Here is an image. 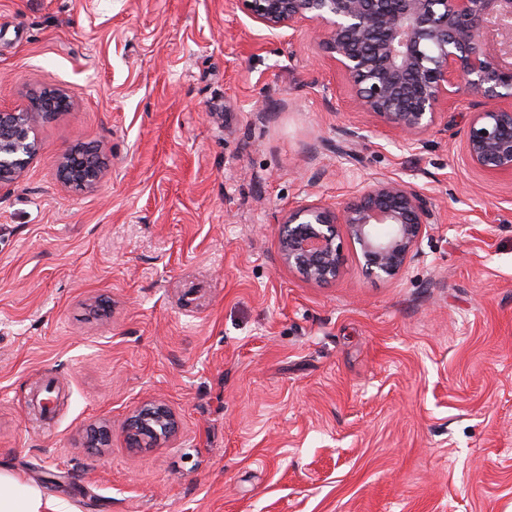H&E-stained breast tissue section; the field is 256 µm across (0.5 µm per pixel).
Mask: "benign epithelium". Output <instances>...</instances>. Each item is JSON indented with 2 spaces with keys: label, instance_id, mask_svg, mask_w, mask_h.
I'll list each match as a JSON object with an SVG mask.
<instances>
[{
  "label": "benign epithelium",
  "instance_id": "7a95c632",
  "mask_svg": "<svg viewBox=\"0 0 512 512\" xmlns=\"http://www.w3.org/2000/svg\"><path fill=\"white\" fill-rule=\"evenodd\" d=\"M267 29L297 28L310 21L327 27L325 50L351 83L352 105L371 113L416 150L439 110L462 92L478 111L470 123L466 152L487 173H512V0H239ZM53 98L67 111L65 90L38 95L30 109L0 110V185L21 179L37 153L34 127L41 104ZM60 178L84 188L97 183L96 156L67 152ZM434 214L413 185L378 177L332 208L308 202L288 211L280 230L284 262L305 278L336 279L343 254L339 230L364 261L365 272L382 279L400 274L415 256ZM136 447H160L176 435L178 421L164 403L153 401L125 420Z\"/></svg>",
  "mask_w": 512,
  "mask_h": 512
}]
</instances>
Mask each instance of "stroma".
I'll list each match as a JSON object with an SVG mask.
<instances>
[{"mask_svg":"<svg viewBox=\"0 0 512 512\" xmlns=\"http://www.w3.org/2000/svg\"><path fill=\"white\" fill-rule=\"evenodd\" d=\"M321 31L0 0V110L73 99L0 186V466L67 512H512V175L468 160L462 94L402 148ZM71 149L95 186L60 180ZM383 176L436 216L397 277L344 235L336 281L283 262L289 208ZM152 400L179 433L131 447ZM89 159V162H87ZM60 178L67 184L84 188L97 183L102 176L100 161L92 153L78 157L76 151L62 156L59 165Z\"/></svg>","mask_w":512,"mask_h":512,"instance_id":"obj_1","label":"stroma"}]
</instances>
